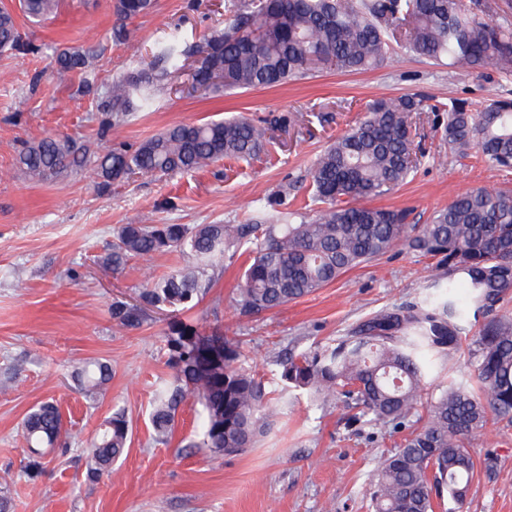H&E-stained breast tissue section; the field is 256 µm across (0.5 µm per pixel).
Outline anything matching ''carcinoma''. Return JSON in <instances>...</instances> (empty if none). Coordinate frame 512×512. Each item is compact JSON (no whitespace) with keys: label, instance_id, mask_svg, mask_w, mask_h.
<instances>
[{"label":"carcinoma","instance_id":"carcinoma-1","mask_svg":"<svg viewBox=\"0 0 512 512\" xmlns=\"http://www.w3.org/2000/svg\"><path fill=\"white\" fill-rule=\"evenodd\" d=\"M153 0H114L113 35H126L124 22L153 9ZM58 0H21L32 19L53 14ZM224 30L214 31L199 52L202 64L192 88L211 87L208 74L222 76L229 89H260L302 76L312 63L339 72L374 69L399 49L467 75L493 67L512 72V25L494 23L481 4L463 0H227ZM14 14L0 8V53L21 48ZM194 54L176 38L151 52L146 67L112 82L105 108L107 125H124L131 113L150 107L158 86L183 69ZM58 70L77 71L89 82V57L74 49L56 54ZM422 101L409 96L376 99L365 116L319 154L312 170L311 202L290 224H124L102 265L118 272L132 258L147 260L175 251L183 266L148 282L137 304L112 302V320L141 326L146 309L177 308L201 300L210 285L207 270L233 262L245 249L250 263L236 289L235 305L255 315L309 296L340 275L375 260L403 243L440 257L444 273L433 291L406 307L385 308L357 323L350 335L317 344L280 362L281 392L306 390L336 396L347 426L366 423L404 433L401 443L379 460L373 478L375 512H434V498L463 501L475 472L465 441L490 420L512 423V318L494 317L473 329L456 292L466 289L474 314L493 310L512 290V195L482 188L456 195L427 224L406 223L404 210L366 201L407 181L420 163L413 151ZM442 135L460 154L474 148L481 160L512 168V99L480 105L454 101L443 108ZM247 117L177 124L130 149L119 143L93 151L71 138L45 137L24 146L17 165L31 178L68 170H91L110 182L135 172H193L223 160L250 161L272 141V125ZM474 332L465 367L478 388L452 382L422 405L421 391L436 360L462 347ZM168 364L175 375L153 393L149 420L156 441L171 434L184 400L202 406L194 446L215 455L251 447L267 429L274 409L265 383L240 364L241 352L218 335L181 321L166 336ZM224 350V365L209 353ZM111 377L99 360L83 362L74 378L95 396ZM62 415L52 402L33 408L23 420L29 466L41 465L43 450L63 434ZM129 423L118 410L91 438L87 465L98 478L127 451Z\"/></svg>","mask_w":512,"mask_h":512}]
</instances>
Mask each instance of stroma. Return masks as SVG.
Wrapping results in <instances>:
<instances>
[{"label": "stroma", "instance_id": "1", "mask_svg": "<svg viewBox=\"0 0 512 512\" xmlns=\"http://www.w3.org/2000/svg\"><path fill=\"white\" fill-rule=\"evenodd\" d=\"M16 11L30 54H0V493L10 512H373L371 476L383 453L402 436L381 427L348 428L335 398L293 390L279 415L250 448L211 456L191 447L201 410L194 398L180 407L167 443L156 442L148 409L155 385L171 378L165 340L175 320L216 330L245 353L242 365L276 382L277 361L346 335L387 307L418 301L439 275L437 260L398 246L312 295L255 316L233 303L242 262L212 271L213 281L192 309L152 310L141 327L125 329L111 316L115 299L134 301L150 280L178 269L177 252L130 260L120 273L99 260L122 224H242L260 216L284 224L308 202L311 169L320 151L363 116L366 102L412 96L425 103H481L512 98V73L494 69L462 79L447 63L396 52L361 73L319 70L266 89L195 91L187 74L169 79L152 107L110 129L99 103L113 79L141 67L164 36L202 46L224 27V0H155L128 21L126 42H113L112 0H59L38 24ZM93 51L94 81L58 73L54 49ZM243 115L278 119L271 157L248 165L219 162L199 172L139 173L103 185L87 172L33 180L15 166L24 144L70 136L94 149L132 147L176 124ZM420 166L376 207L410 210L427 223L452 197L473 188L512 193V172L477 153L450 151L426 125ZM107 362L112 379L94 400L73 378L84 360ZM57 404L67 429L37 471L21 424L38 403ZM130 423V447L109 473L91 479V437L117 409ZM476 462L463 502L444 499L435 512H512V424L497 422L472 434Z\"/></svg>", "mask_w": 512, "mask_h": 512}]
</instances>
